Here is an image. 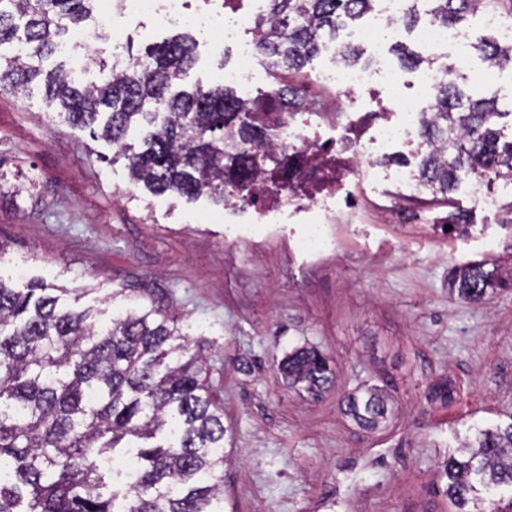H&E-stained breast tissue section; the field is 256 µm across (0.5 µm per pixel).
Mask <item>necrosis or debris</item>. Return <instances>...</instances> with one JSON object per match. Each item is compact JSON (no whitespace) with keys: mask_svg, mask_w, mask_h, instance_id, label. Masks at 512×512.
Here are the masks:
<instances>
[{"mask_svg":"<svg viewBox=\"0 0 512 512\" xmlns=\"http://www.w3.org/2000/svg\"><path fill=\"white\" fill-rule=\"evenodd\" d=\"M378 2L380 10L376 22L355 31L353 41L375 47L396 33L406 0ZM120 7L124 16L148 18L161 28L177 26L220 32L225 43L235 45L240 59L238 68L225 72L224 81L247 87L248 71L257 60L252 22L254 17L265 13L267 0H208L207 8L197 10L191 9L189 0H120ZM415 42L430 57L440 48L452 46L457 58L463 62L467 61L472 47L466 31L434 23L418 28ZM325 78L336 90L333 99L324 106L328 112L371 94L378 82L394 80L388 71L345 67L335 61L327 68ZM395 109L400 112V119L383 118L373 132L361 131L354 123L344 129L340 138L352 142L347 154L337 151V140L323 137L319 127L311 123L308 118L310 105L290 111L286 123L277 128L270 143L271 150L277 153L282 163L291 167L288 193L282 198L272 197L267 177H260L251 202L259 223H275L296 206L318 209L327 217L348 209L351 199L346 184L354 177L414 184L417 177L413 170L383 163L382 157L395 149L421 150L418 129L423 117L431 110V100L427 97L399 100Z\"/></svg>","mask_w":512,"mask_h":512,"instance_id":"4bbe7bcc","label":"necrosis or debris"}]
</instances>
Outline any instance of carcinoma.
<instances>
[{
	"label": "carcinoma",
	"instance_id": "1",
	"mask_svg": "<svg viewBox=\"0 0 512 512\" xmlns=\"http://www.w3.org/2000/svg\"><path fill=\"white\" fill-rule=\"evenodd\" d=\"M97 0H0V91L44 85L46 109L72 126L100 128L118 146L130 180L152 193L188 199L207 195L219 205L246 200L270 159V125L284 116L280 86L256 102L265 121L228 87L186 79L196 41L170 39L97 83L61 68L44 71L60 37L88 20ZM259 17L258 61L298 70L320 49L324 33L369 13L375 0H270ZM402 20L446 26L474 20L500 0H409ZM25 20L24 26L16 19ZM500 68L512 47L476 45ZM435 112L420 129L428 150L420 186L448 193L463 176L486 172L512 181V142L500 144V115L489 101H472L452 79L434 93ZM146 129L144 149L126 146ZM499 280L497 268L474 263L455 278L458 294L481 301ZM55 288L33 281L17 289L0 277V512H223L224 408L203 376L178 321L159 303L141 304L104 323L99 313L65 308ZM280 370L291 386L315 394L333 382L316 349L288 353ZM385 390L367 387L345 396L342 411L374 429L391 412ZM468 457L445 465L448 497L465 512L478 487L512 485V423L480 432L465 444ZM134 465L128 491L107 490L108 464Z\"/></svg>",
	"mask_w": 512,
	"mask_h": 512
}]
</instances>
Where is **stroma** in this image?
<instances>
[{"label": "stroma", "mask_w": 512, "mask_h": 512, "mask_svg": "<svg viewBox=\"0 0 512 512\" xmlns=\"http://www.w3.org/2000/svg\"><path fill=\"white\" fill-rule=\"evenodd\" d=\"M95 17L72 28L74 54L44 69L89 65L161 44L151 21ZM191 81L224 82L235 50L199 38ZM466 96L494 99L498 127L512 140V69L475 77L484 60L441 55ZM398 72L379 86L375 109L423 90L421 69L396 52ZM31 98L0 94V277L17 288L33 279L61 288L64 307L89 306L112 319L125 300L156 301L179 317L224 408V512H455L443 475L448 458L481 430L512 423V228L507 212L472 209L469 183L448 196L397 183L361 182L358 209L326 226L329 244L309 242L310 215L256 224L238 204L186 201L133 186L117 148L92 139ZM465 226L453 227L454 214ZM473 261L503 279L485 300L449 291L451 273ZM331 361L334 381L320 397L293 388L278 363L298 347ZM454 389L430 400V386ZM384 387L394 415L374 430L340 403L361 385Z\"/></svg>", "instance_id": "1"}]
</instances>
